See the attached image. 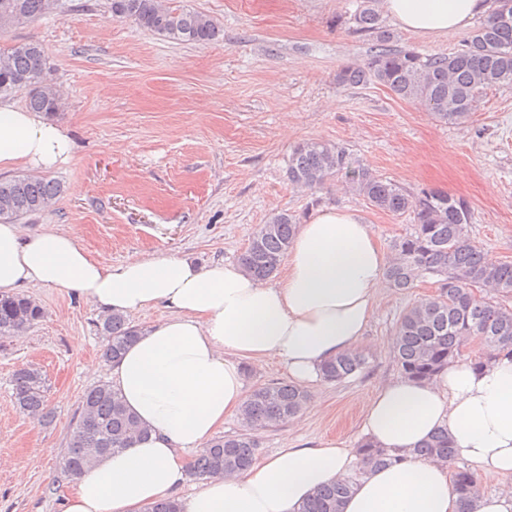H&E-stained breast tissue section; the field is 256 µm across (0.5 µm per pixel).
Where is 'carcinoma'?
<instances>
[{
    "instance_id": "1",
    "label": "carcinoma",
    "mask_w": 512,
    "mask_h": 512,
    "mask_svg": "<svg viewBox=\"0 0 512 512\" xmlns=\"http://www.w3.org/2000/svg\"><path fill=\"white\" fill-rule=\"evenodd\" d=\"M376 2L362 0L353 17L357 30L375 35L370 57L361 66L341 68L336 84H379L398 98L423 106L444 123L468 119L485 90L512 85V0H497L492 18L474 30L466 49L427 56L390 45L393 36L381 26ZM59 7V0H0V34L32 24ZM107 9L113 19L132 20L166 39L208 44L219 35L207 16L172 2L108 0ZM46 64L45 48L36 40L0 49V93L24 89L30 110L55 116L62 102L44 83ZM335 178L343 179L348 192L375 209L412 219L411 231L392 244L393 257L385 271L391 288L408 292L423 276L438 278L439 293L413 303L397 323L393 351L402 376L415 382L433 380L448 362L462 356L463 343L475 336L483 337L480 349L495 347L512 355V306L507 304L512 299V263H485L481 248L470 235L472 213L467 202L438 189L412 195L352 160L335 144L308 141L293 149L288 161L289 182L320 189ZM62 192L58 181L45 176L21 174L0 179V222L42 213ZM296 232L293 214H272L249 239L238 257L240 266L259 279L274 276ZM42 316L43 309L31 300L1 295L0 338L26 331ZM98 330L106 362L119 360L139 333L119 313L101 317ZM368 366L369 357L356 349L324 364L321 377L341 382ZM12 397L22 413L43 424L48 421L45 381L38 369L26 367L15 372ZM307 401V391L293 382L269 383L252 390L242 409L244 432L211 440L196 456L190 475L201 479L247 471L255 461L258 434L296 418ZM145 433L112 386L99 383L84 394L64 455V470L73 476L89 462L115 448L130 446ZM356 453L358 469L319 489L302 505L301 512H342L345 499L369 467L396 462L395 456L367 439L358 443ZM412 455L424 462L454 466L453 490L459 502L470 507L478 479L469 468L456 465L448 431L438 430Z\"/></svg>"
}]
</instances>
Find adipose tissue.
Masks as SVG:
<instances>
[{
    "instance_id": "obj_1",
    "label": "adipose tissue",
    "mask_w": 512,
    "mask_h": 512,
    "mask_svg": "<svg viewBox=\"0 0 512 512\" xmlns=\"http://www.w3.org/2000/svg\"><path fill=\"white\" fill-rule=\"evenodd\" d=\"M381 6L401 29L431 38L468 27L497 4L382 0ZM73 152L57 124L0 102V173L20 166L47 172L69 163ZM387 262L363 217L333 206L299 226L286 275L274 282L234 264L201 266L186 256L115 267L70 232L0 224V295L31 284L69 290L107 312L165 311L106 368V381L146 435L72 477L62 512H143L165 498L182 499L183 512H299L321 487L349 476L356 453L324 440L279 449L245 472L214 475L183 492L194 455L241 411L244 363L273 357L293 382H315L326 361L357 348ZM439 429L477 475L512 478V357L497 354L478 370L458 359L433 383L397 378L379 388L361 431L399 461L369 470L343 512H459L449 469L411 454Z\"/></svg>"
}]
</instances>
